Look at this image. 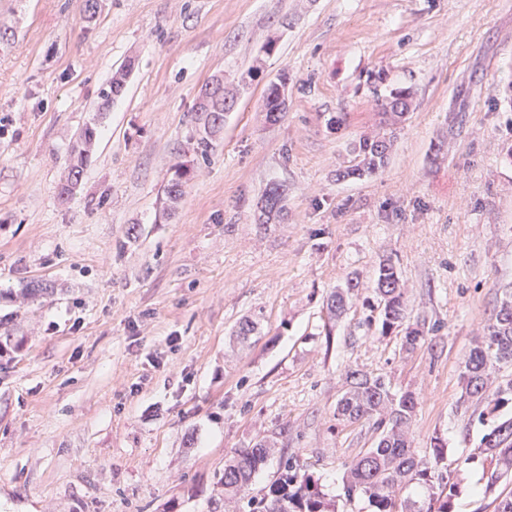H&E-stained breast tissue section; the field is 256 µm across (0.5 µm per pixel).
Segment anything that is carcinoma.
Returning <instances> with one entry per match:
<instances>
[{"mask_svg": "<svg viewBox=\"0 0 512 512\" xmlns=\"http://www.w3.org/2000/svg\"><path fill=\"white\" fill-rule=\"evenodd\" d=\"M123 69L112 75L100 89V103L106 105L119 95ZM234 94L224 93V85L217 83L203 93L196 111L205 115L204 133L197 140V149L208 154L213 148V137L224 126V102ZM411 93L396 90L381 104L380 125L382 133L359 142L356 164L345 168L339 176L362 177L385 167L395 137V131L404 121L411 107ZM286 107L276 96H267L264 108L271 121H278ZM97 139V122L91 120L81 129L73 145L67 174L60 183L58 194L69 198L80 186L89 154ZM190 166H176L169 180L165 195L174 205L183 196L189 180ZM282 192L273 187L265 194L261 211L270 214L281 210ZM358 283L350 280L344 289L338 288L327 299V308L334 314L345 311L349 295ZM371 315L368 321L378 323L381 336H388L405 328L403 345L408 350L425 343L424 331L407 324L409 316L403 287L395 262L386 257L379 262L376 271L375 299L368 302ZM512 365V293L505 295L498 311L484 329V335L470 350L461 373L465 394L484 404L478 413V421L491 422L483 438L484 452L495 461L491 481L512 474V416L501 417L502 407L512 403V375L501 376L496 390L487 393L490 378L500 373V368ZM349 387L336 404V416L346 422L356 423L376 418L382 433L376 447L360 453L349 467L344 485L349 498L361 494L367 497L372 512H452V497L456 484L451 482L450 471L438 468L444 460L442 445H434V460L418 457L411 450L413 418L418 398L407 392L393 393L382 376H373L361 370L347 371ZM272 448L261 440L249 448L236 450L224 464V474L219 484L224 487V500L237 498L254 475L266 464ZM420 481L430 491L429 500L418 502L400 499V493L414 481ZM271 498L263 510L252 512H332L319 480L302 471L298 464L284 466L281 477L270 490Z\"/></svg>", "mask_w": 512, "mask_h": 512, "instance_id": "obj_1", "label": "carcinoma"}]
</instances>
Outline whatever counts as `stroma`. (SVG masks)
Returning <instances> with one entry per match:
<instances>
[{
  "mask_svg": "<svg viewBox=\"0 0 512 512\" xmlns=\"http://www.w3.org/2000/svg\"><path fill=\"white\" fill-rule=\"evenodd\" d=\"M218 78L237 105L203 156L196 107ZM400 88L413 101L385 168L337 178ZM93 118L83 184L60 199ZM511 147L512 0H0V512H231L224 464L265 439L275 455L232 512L288 457L336 512H371L343 489L379 437L334 417L350 368L415 393L416 455L442 442L454 512H494L512 476L489 484L459 374L512 289ZM386 257L411 320L436 328L412 351L365 323ZM31 282L48 294L23 298ZM190 172V166L186 164L176 166L174 174L165 188L167 201L171 205H175L182 198L184 187L189 180Z\"/></svg>",
  "mask_w": 512,
  "mask_h": 512,
  "instance_id": "stroma-1",
  "label": "stroma"
}]
</instances>
